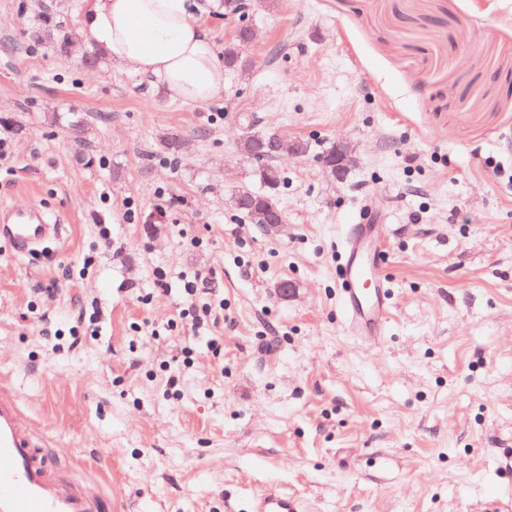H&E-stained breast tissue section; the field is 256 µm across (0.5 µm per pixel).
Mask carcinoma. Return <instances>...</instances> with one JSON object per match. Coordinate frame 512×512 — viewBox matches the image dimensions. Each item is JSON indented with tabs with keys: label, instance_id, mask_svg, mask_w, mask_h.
Returning <instances> with one entry per match:
<instances>
[{
	"label": "carcinoma",
	"instance_id": "carcinoma-1",
	"mask_svg": "<svg viewBox=\"0 0 512 512\" xmlns=\"http://www.w3.org/2000/svg\"><path fill=\"white\" fill-rule=\"evenodd\" d=\"M43 21L42 36L50 38L59 49H66L72 40V33L52 25L46 16ZM239 46L240 39L237 37L224 45V66L243 71L247 68V63L240 55ZM279 146L280 140L274 138V134L270 132L252 133L241 141L242 153L258 163L256 177L267 187V191L263 193L242 189L235 196V208L252 224L265 223L266 216L270 213L283 214L274 194L275 187L281 182V174L276 167L269 164V160L279 153Z\"/></svg>",
	"mask_w": 512,
	"mask_h": 512
}]
</instances>
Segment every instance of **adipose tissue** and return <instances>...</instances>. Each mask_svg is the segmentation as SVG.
Wrapping results in <instances>:
<instances>
[{
  "label": "adipose tissue",
  "mask_w": 512,
  "mask_h": 512,
  "mask_svg": "<svg viewBox=\"0 0 512 512\" xmlns=\"http://www.w3.org/2000/svg\"><path fill=\"white\" fill-rule=\"evenodd\" d=\"M198 9L196 0H91L82 30L107 59L153 77L169 98L205 102L224 90V62Z\"/></svg>",
  "instance_id": "obj_1"
}]
</instances>
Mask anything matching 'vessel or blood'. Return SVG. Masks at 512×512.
Here are the masks:
<instances>
[{
    "label": "vessel or blood",
    "instance_id": "b4317fda",
    "mask_svg": "<svg viewBox=\"0 0 512 512\" xmlns=\"http://www.w3.org/2000/svg\"><path fill=\"white\" fill-rule=\"evenodd\" d=\"M60 230L36 209L9 212L0 221V238L20 254ZM372 232L371 225H353L340 253L341 304L350 330L361 337L380 336L390 308L379 258L366 248ZM0 512H112L110 498L59 473L40 435L23 426L18 397L7 391L0 393ZM251 512L301 510L297 500L269 489L253 498Z\"/></svg>",
    "mask_w": 512,
    "mask_h": 512
}]
</instances>
